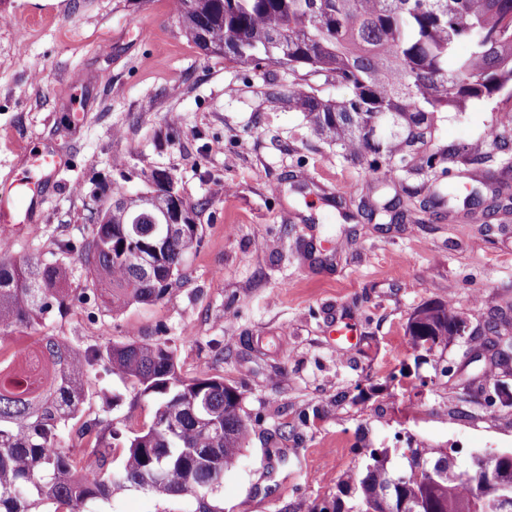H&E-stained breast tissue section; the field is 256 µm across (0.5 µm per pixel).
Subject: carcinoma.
I'll use <instances>...</instances> for the list:
<instances>
[{
  "label": "carcinoma",
  "instance_id": "carcinoma-1",
  "mask_svg": "<svg viewBox=\"0 0 512 512\" xmlns=\"http://www.w3.org/2000/svg\"><path fill=\"white\" fill-rule=\"evenodd\" d=\"M187 41L209 55L257 73L274 65L293 77L288 106L310 133L371 173L446 171L448 154L433 149L438 122L452 112L512 89V0H175ZM322 76L347 90L324 100L311 84ZM156 189L112 184V204L91 242L64 241L57 254L84 258L112 311L162 300L200 244L196 207L184 202L182 223L149 253L130 234L145 208L169 207ZM153 261L146 276L145 258ZM71 271L60 259L0 251V344L15 330L44 337L0 358V512H100L116 489L158 498L186 496L193 512H223L215 492L247 447L252 425L239 394L221 377L178 373L165 341L81 348L49 337L47 322L68 308ZM464 330L447 304L418 309L407 327L411 344L448 343ZM112 376L157 407L149 426L126 420L84 422L68 447L64 430L86 400L89 370ZM121 465L112 466L115 451ZM407 467H388L389 449L372 448L358 479L361 512H461L481 496L478 467L463 472L433 448H410Z\"/></svg>",
  "mask_w": 512,
  "mask_h": 512
}]
</instances>
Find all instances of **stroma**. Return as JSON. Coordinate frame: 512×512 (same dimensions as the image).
<instances>
[{
  "label": "stroma",
  "instance_id": "stroma-1",
  "mask_svg": "<svg viewBox=\"0 0 512 512\" xmlns=\"http://www.w3.org/2000/svg\"><path fill=\"white\" fill-rule=\"evenodd\" d=\"M241 68L188 42L171 0H0V182L62 167L43 184L18 255L90 242L112 184L169 172L196 205L201 243L160 302L113 313L77 301L48 328L81 346L165 341L180 372L224 378L253 432L216 497L224 512H324L356 505L367 447L421 443L459 470L486 452L512 455V403L463 366L465 350L512 332V189L493 132L512 133L501 93L438 129L447 175L383 183L312 137L301 113L244 83ZM382 200L398 213L372 215ZM487 212L485 223L468 219ZM452 302L463 335L428 351L406 333L415 311ZM356 341L336 339L337 324ZM120 395L107 409L104 391ZM81 414L150 422L106 368L86 380ZM187 497L115 491L103 512H193Z\"/></svg>",
  "mask_w": 512,
  "mask_h": 512
}]
</instances>
